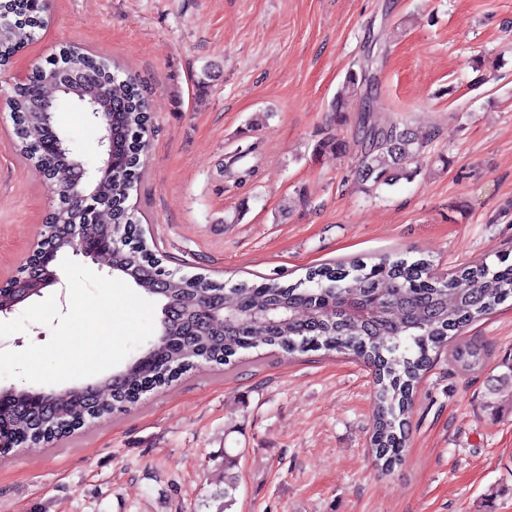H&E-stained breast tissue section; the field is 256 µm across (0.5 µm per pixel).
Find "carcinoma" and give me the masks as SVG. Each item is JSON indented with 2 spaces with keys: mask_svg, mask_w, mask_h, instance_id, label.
Listing matches in <instances>:
<instances>
[{
  "mask_svg": "<svg viewBox=\"0 0 512 512\" xmlns=\"http://www.w3.org/2000/svg\"><path fill=\"white\" fill-rule=\"evenodd\" d=\"M48 0H0V69L21 49L20 34L30 36L48 25ZM373 69H347L331 111L341 119L358 107L355 143L359 147L353 173L362 192L371 194L415 174L410 168L427 141L402 121L383 124L376 119ZM3 93L13 102L15 147L26 159L54 174L58 200L46 216L47 245L58 244L59 224L79 216V202L68 196L67 157L48 148L54 138L35 106L48 95L58 112L81 107V99L100 102L112 112V164L97 158L85 165L102 168L97 192L108 221L88 226L94 241L120 239L112 264L131 271L129 278L146 292L160 279L166 295L179 309L169 334L157 336L124 369L119 384L107 377L94 382L89 395L81 386L67 393L52 391L44 400L12 398L0 409V434L15 448L40 449L81 428L135 405L141 396L176 380L204 360L233 365L242 350L264 345L288 355L324 349L350 353L375 370L376 397L370 446L376 465L389 471L401 461L407 415L421 375L448 340L471 322L512 298V264L464 267L444 277L424 260L384 256L368 265L344 262L309 269L305 281L283 285L275 278L260 284L241 282L231 288L202 276L177 275L154 258L139 219L127 205L129 191L140 179L148 143L149 102L141 84L107 57L65 46L27 82ZM224 300L240 312L225 324L203 311ZM452 356L461 369L483 364L475 348L457 346ZM493 378L488 406L506 397L512 401V363Z\"/></svg>",
  "mask_w": 512,
  "mask_h": 512,
  "instance_id": "obj_1",
  "label": "carcinoma"
}]
</instances>
